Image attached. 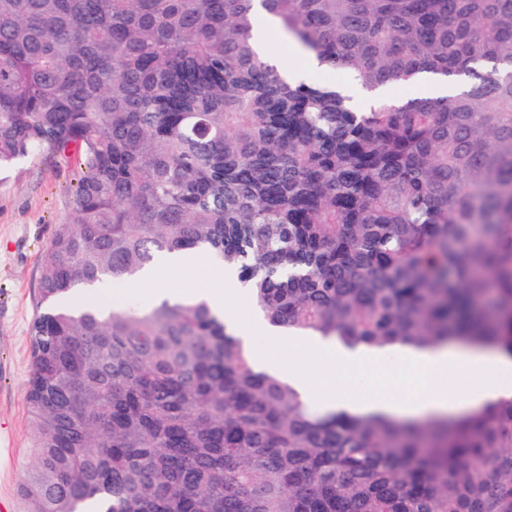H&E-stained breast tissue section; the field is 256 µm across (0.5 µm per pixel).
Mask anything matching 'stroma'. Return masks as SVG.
I'll use <instances>...</instances> for the list:
<instances>
[{
	"label": "stroma",
	"mask_w": 512,
	"mask_h": 512,
	"mask_svg": "<svg viewBox=\"0 0 512 512\" xmlns=\"http://www.w3.org/2000/svg\"><path fill=\"white\" fill-rule=\"evenodd\" d=\"M81 176L75 161L38 152L0 174V512H21L18 487L32 457V432L25 402L40 260L58 224L72 211ZM227 272L206 253L186 271L164 273L159 289L177 297L216 287ZM156 289V290H159ZM151 288H112V301L132 309L155 304ZM413 371L383 376L370 372L337 380L326 397L362 396L376 391L390 397L419 392Z\"/></svg>",
	"instance_id": "1"
}]
</instances>
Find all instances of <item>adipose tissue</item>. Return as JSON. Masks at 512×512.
<instances>
[{
  "instance_id": "obj_1",
  "label": "adipose tissue",
  "mask_w": 512,
  "mask_h": 512,
  "mask_svg": "<svg viewBox=\"0 0 512 512\" xmlns=\"http://www.w3.org/2000/svg\"><path fill=\"white\" fill-rule=\"evenodd\" d=\"M288 342L298 351L303 369L274 364L270 370L314 403L327 385L363 368L405 367L413 370L423 385H436L441 378L456 374L463 377L459 392L452 395L436 391L401 398L374 396L360 402L340 400V407L351 412L379 411L394 417L423 418L472 411L512 396V384L507 381L512 374V358L490 349L447 343L428 349L351 351L315 336H292Z\"/></svg>"
}]
</instances>
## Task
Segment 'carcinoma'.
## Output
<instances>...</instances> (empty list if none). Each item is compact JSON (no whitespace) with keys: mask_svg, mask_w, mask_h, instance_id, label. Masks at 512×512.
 I'll list each match as a JSON object with an SVG mask.
<instances>
[{"mask_svg":"<svg viewBox=\"0 0 512 512\" xmlns=\"http://www.w3.org/2000/svg\"><path fill=\"white\" fill-rule=\"evenodd\" d=\"M369 92L256 57L254 5ZM83 169L42 256L23 512H512V397L345 415L204 301L80 305L199 250L286 333L512 357V0H0V171ZM248 356L252 363L261 360L277 359L285 360L291 356V351L288 350V343L285 344L276 355H272L264 338L256 336L251 348L248 350Z\"/></svg>","mask_w":512,"mask_h":512,"instance_id":"carcinoma-1","label":"carcinoma"}]
</instances>
